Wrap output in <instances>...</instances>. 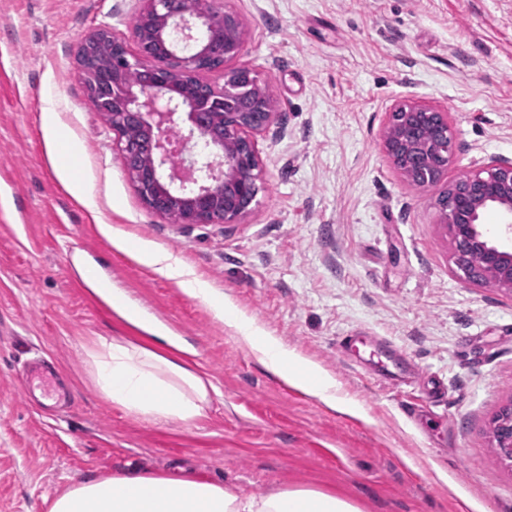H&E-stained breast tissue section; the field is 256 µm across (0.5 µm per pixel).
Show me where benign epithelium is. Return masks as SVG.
Returning a JSON list of instances; mask_svg holds the SVG:
<instances>
[{
    "mask_svg": "<svg viewBox=\"0 0 512 512\" xmlns=\"http://www.w3.org/2000/svg\"><path fill=\"white\" fill-rule=\"evenodd\" d=\"M132 21L139 56H131L123 35L105 27L89 34L79 58L99 47L112 62V82L103 89L98 75L81 67L90 98L106 117L122 159L144 148L142 165L126 169L142 202L168 218L179 204L182 224H237L259 192L258 138L271 128L277 100L267 83L246 67L224 70L217 86L203 77L217 68L210 37L221 32L224 63L241 55L242 25L224 10V0H207L193 13L181 0H143ZM452 127L448 113L418 101L395 106L384 132V149L415 185H435L451 159ZM454 263L472 283H494L512 293V251L484 228L495 212L512 233V158L492 156L483 174L456 181L441 194ZM479 250L477 271L465 262ZM493 437L512 462V405L502 409Z\"/></svg>",
    "mask_w": 512,
    "mask_h": 512,
    "instance_id": "7a95c632",
    "label": "benign epithelium"
}]
</instances>
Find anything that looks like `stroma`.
I'll return each mask as SVG.
<instances>
[{"label":"stroma","mask_w":512,"mask_h":512,"mask_svg":"<svg viewBox=\"0 0 512 512\" xmlns=\"http://www.w3.org/2000/svg\"><path fill=\"white\" fill-rule=\"evenodd\" d=\"M138 7L0 0V512H49L88 479L177 466L256 496L315 485L363 512H512L491 433L512 402V295L463 278L438 203L488 157L512 158V0H224L244 27L235 66L279 104L258 140L261 189L230 226L145 207L88 95L80 41L104 25L130 36ZM405 101L450 116L436 185L411 184L383 150ZM144 245L178 256L355 411L270 372L206 302L139 261ZM80 265L192 347L187 363L219 390L195 425L101 396L85 346L142 335L90 296ZM34 359L62 374L64 405L24 399Z\"/></svg>","instance_id":"35a3bbf8"}]
</instances>
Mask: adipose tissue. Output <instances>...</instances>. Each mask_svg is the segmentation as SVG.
Masks as SVG:
<instances>
[{"label": "adipose tissue", "mask_w": 512, "mask_h": 512, "mask_svg": "<svg viewBox=\"0 0 512 512\" xmlns=\"http://www.w3.org/2000/svg\"><path fill=\"white\" fill-rule=\"evenodd\" d=\"M142 261L176 281L188 295L210 302L261 363L286 383L300 387L327 406H343L336 384L318 368L294 358L274 337L264 335L232 305L214 300L212 291L179 257L143 249ZM81 279L97 298L131 326L150 335L151 345L116 336L95 337L86 348L100 393L129 414L153 422L194 424L217 389L191 370L178 339L156 328L124 298L88 272ZM49 512H362L357 502L314 487H283L256 498L231 487L182 473L132 471L80 483L57 496Z\"/></svg>", "instance_id": "ef3b65f1"}]
</instances>
